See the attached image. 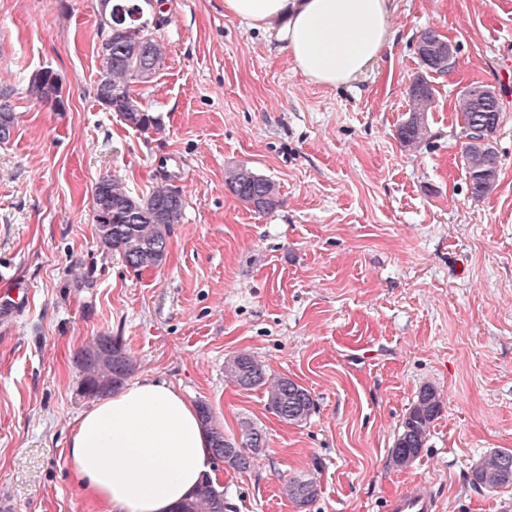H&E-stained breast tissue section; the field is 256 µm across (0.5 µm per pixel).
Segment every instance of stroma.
<instances>
[{"label":"stroma","mask_w":512,"mask_h":512,"mask_svg":"<svg viewBox=\"0 0 512 512\" xmlns=\"http://www.w3.org/2000/svg\"><path fill=\"white\" fill-rule=\"evenodd\" d=\"M164 68L137 92L163 131L141 134L94 97L98 0H0V92L17 123L0 142V293L28 298L0 322V496L16 512H98L67 452L93 400L74 358L119 339L132 380H166L207 403L225 434L241 422L267 445L249 472L217 461L224 512H386L429 483L437 512H512V485L488 492L471 466L512 448V0H395V37L374 68L339 87L297 72L276 33L226 15L224 0H162ZM435 30L456 53L424 72L416 42ZM49 68L62 101L27 94ZM435 94L428 134L403 146L408 88ZM503 102L495 189L471 193L458 100L468 82ZM247 165L279 206L255 212L224 186ZM105 177L137 195L180 188L165 263L134 272L100 246L93 196ZM246 351L314 401L291 424L263 390L224 378ZM443 403L420 456L391 450L423 386ZM309 475L319 495L282 494ZM305 480L306 485L300 483ZM282 493L299 505L310 504L318 495L316 480L308 475H299L288 479L282 486Z\"/></svg>","instance_id":"obj_1"}]
</instances>
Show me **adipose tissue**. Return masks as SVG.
I'll return each mask as SVG.
<instances>
[{"label": "adipose tissue", "instance_id": "ef3b65f1", "mask_svg": "<svg viewBox=\"0 0 512 512\" xmlns=\"http://www.w3.org/2000/svg\"><path fill=\"white\" fill-rule=\"evenodd\" d=\"M224 11L276 26L296 70L325 86L363 76L394 35L393 0H224ZM68 455L83 491L107 512H172L212 469L196 407L159 378L84 411Z\"/></svg>", "mask_w": 512, "mask_h": 512}]
</instances>
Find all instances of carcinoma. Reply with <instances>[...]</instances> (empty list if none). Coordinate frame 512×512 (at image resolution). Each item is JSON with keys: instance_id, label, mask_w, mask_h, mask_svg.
I'll return each instance as SVG.
<instances>
[{"instance_id": "obj_1", "label": "carcinoma", "mask_w": 512, "mask_h": 512, "mask_svg": "<svg viewBox=\"0 0 512 512\" xmlns=\"http://www.w3.org/2000/svg\"><path fill=\"white\" fill-rule=\"evenodd\" d=\"M152 0H112V15L101 23L103 41L111 49L98 54L99 68L110 74L112 85L124 94L112 97L110 111L123 123L143 134L162 130L159 118L144 107L134 84L149 82L163 67L165 51L154 33L148 31L152 21L145 17V7ZM29 93L42 102L58 96L54 85L30 80ZM9 93L0 94V141H6L16 124V114L8 103ZM407 118L399 126L397 136L406 147L418 145L428 132L427 117L434 104V90L426 78L417 77L408 89ZM503 107L499 95L490 87L476 82L461 98L459 118L467 138L463 157L471 193L477 197L490 193L496 186L500 159L492 144ZM224 184L246 205L259 212L271 211L279 204L276 184L246 165H235L224 174ZM185 199L179 188L160 184L145 196H135L116 177L101 179L94 191V224L101 245L119 251L127 266L136 272L158 268L167 256L171 226L180 223ZM112 344V386L103 388L96 377L85 375L82 392L91 397L103 396L120 388L134 370V362L122 343ZM224 377L243 390L263 389L268 407L281 420L301 423L310 416L313 399L309 391L288 377L268 374L265 365L249 352H238L224 362ZM440 395L434 387H423L412 408L404 416L400 432L391 451L397 467L411 464L425 446L433 422L442 411ZM212 455L224 457V449L239 448L236 460L224 464L247 472L254 455L266 445V437L252 424L241 425V441L224 434V427L214 420L206 403L198 408ZM475 487L493 491L512 484V449L497 448L480 457L471 469ZM282 493L299 505L310 504L318 495L316 480L307 475L288 479ZM174 512H224V491L208 475L204 476L191 498L178 504Z\"/></svg>"}]
</instances>
